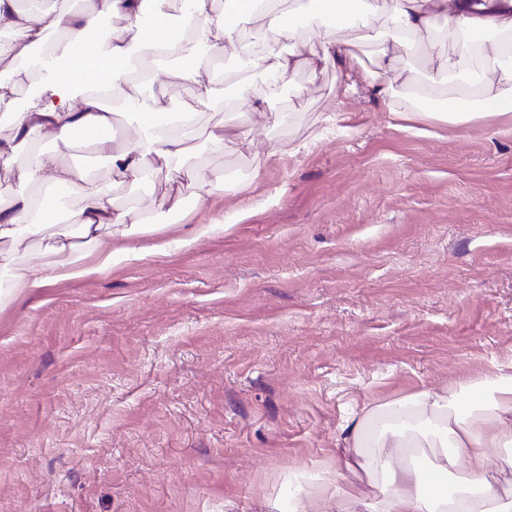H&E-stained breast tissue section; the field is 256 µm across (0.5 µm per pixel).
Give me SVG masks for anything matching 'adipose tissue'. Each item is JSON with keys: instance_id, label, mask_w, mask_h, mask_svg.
I'll return each mask as SVG.
<instances>
[{"instance_id": "ef3b65f1", "label": "adipose tissue", "mask_w": 512, "mask_h": 512, "mask_svg": "<svg viewBox=\"0 0 512 512\" xmlns=\"http://www.w3.org/2000/svg\"><path fill=\"white\" fill-rule=\"evenodd\" d=\"M307 11L309 26L319 30L314 52L284 51L269 40L268 29L296 37L290 13L282 0H224L214 10L210 0H182V25L177 35H164L167 0H88L82 11L60 15L24 7L23 0H0V27L11 31L13 45H0V56L20 49L23 64L15 67L11 81L0 82V107L14 135L0 139V166L14 169L26 194L0 201V304L15 290L43 288L75 276L103 272L112 262L104 250L103 231L109 226L138 223V216L114 208L110 190L90 182L83 189L80 207L66 210L61 221L77 228L76 241L46 244L30 257H18L23 241L40 237L46 228L43 191L72 182L76 174L55 157L33 152L27 165L12 161L32 133L48 135L68 144L76 135L105 153L113 174L141 179L166 169L182 172L195 157L197 145L213 153L229 142L228 126L212 128L198 139L192 115L178 113L166 122L164 112L176 84L198 81V67L206 55L219 51L242 64L237 80L240 97H247L251 76L260 68L291 75L298 69L317 70L344 61L380 95L392 112H411L428 119L485 121L512 117V72H497L494 61L512 58V0H356L352 20L339 19L329 0ZM123 16L135 23V35L113 33L101 42V53L86 54L89 41L98 38L103 18ZM445 31H438L437 19ZM66 29V45L47 46V36ZM353 38H345L344 30ZM383 33L375 69L365 67L359 48ZM458 35V57L489 61L481 77L466 78L458 57H442L435 72L425 74L400 67L397 51L420 44L435 51L444 44L443 33ZM137 49H130V42ZM192 59V68L176 72L171 82L128 80L141 60L153 57ZM37 70L41 80L35 101L17 106L13 86ZM401 86L422 96L441 100L443 112L422 107L409 96L395 99L390 92ZM118 101L135 120V138L124 149H114L111 101ZM346 451L338 461L339 476L364 474L375 494L368 499L336 488L329 495L334 512H512V481L494 485L489 479L490 451L512 443V362L498 364L492 379L466 387L427 388L410 396L365 404L347 426ZM436 448L440 455L434 473L451 470L467 479L455 499L427 498L426 474H415L407 463L409 449Z\"/></svg>"}]
</instances>
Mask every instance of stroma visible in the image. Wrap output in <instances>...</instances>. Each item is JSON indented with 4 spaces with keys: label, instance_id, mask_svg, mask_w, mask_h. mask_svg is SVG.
<instances>
[{
    "label": "stroma",
    "instance_id": "obj_1",
    "mask_svg": "<svg viewBox=\"0 0 512 512\" xmlns=\"http://www.w3.org/2000/svg\"><path fill=\"white\" fill-rule=\"evenodd\" d=\"M269 79L224 152L198 150L201 179L157 171L147 193L36 137L79 174L70 208L92 179L147 221L104 272L0 308V512H320L364 402L512 359V121L399 118L339 65L270 99ZM175 92L199 130L223 122Z\"/></svg>",
    "mask_w": 512,
    "mask_h": 512
}]
</instances>
